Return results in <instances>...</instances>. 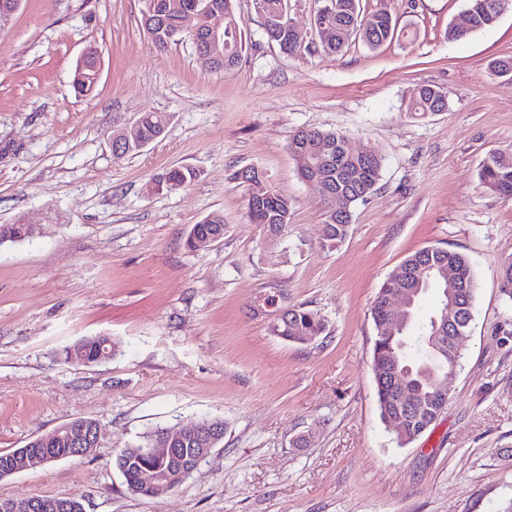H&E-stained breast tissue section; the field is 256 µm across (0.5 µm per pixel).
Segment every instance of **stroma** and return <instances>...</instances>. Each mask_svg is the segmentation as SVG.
<instances>
[{
  "label": "stroma",
  "instance_id": "stroma-1",
  "mask_svg": "<svg viewBox=\"0 0 512 512\" xmlns=\"http://www.w3.org/2000/svg\"><path fill=\"white\" fill-rule=\"evenodd\" d=\"M317 0H291L306 51L269 42L252 0H236L237 66L203 69L186 42L156 51L143 0H22L0 27V224L33 225L0 244V451L73 418L100 427L93 452L0 480V499L78 496L84 512H512V199L484 187L492 154L512 150V12L462 43L445 39L466 0H393L397 37L325 54ZM95 91L75 95L86 48ZM447 111L411 114L417 88ZM145 112L168 117L140 152L111 137ZM304 128L378 149L382 177L346 237L323 240L318 188L289 145ZM187 186L150 191L171 167ZM261 169L293 201L276 238L251 223L236 178ZM224 217V237L186 245ZM424 247L474 263L473 320L448 405L412 444L383 422L371 371L378 292ZM328 321L309 344L272 332L283 309ZM111 337V358L65 363L62 350ZM224 421V441L175 490L130 492L115 465L158 427ZM224 237V218L220 214L208 216L199 224H193L187 235V245L191 249H200L203 242L210 245Z\"/></svg>",
  "mask_w": 512,
  "mask_h": 512
}]
</instances>
